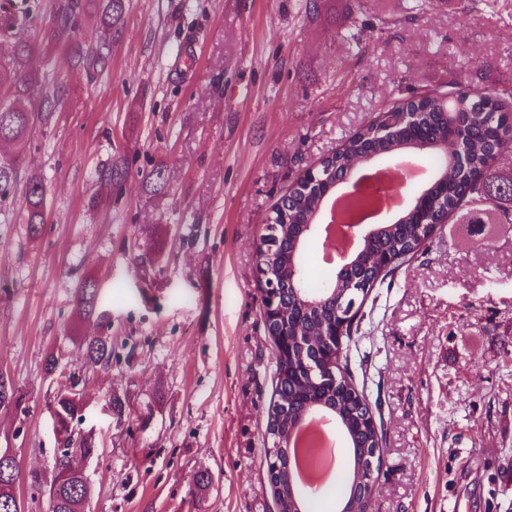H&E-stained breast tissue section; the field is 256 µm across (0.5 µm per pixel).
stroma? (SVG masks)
<instances>
[{
    "label": "stroma",
    "instance_id": "1",
    "mask_svg": "<svg viewBox=\"0 0 512 512\" xmlns=\"http://www.w3.org/2000/svg\"><path fill=\"white\" fill-rule=\"evenodd\" d=\"M50 4L30 24V67L49 72L55 115L22 167L45 186L40 235L22 191L0 199V371L22 396L0 408V448L19 463L16 493L25 512H50L29 478L53 467L48 406L73 374V427L97 443L87 512H276L264 220L396 101L461 81L512 97V0H126L95 74L43 42ZM112 160L125 168L115 191L96 181ZM364 311L349 356L386 432L373 512H512V227L454 217ZM86 336L111 337L110 368L87 364Z\"/></svg>",
    "mask_w": 512,
    "mask_h": 512
}]
</instances>
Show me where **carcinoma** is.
<instances>
[{
  "label": "carcinoma",
  "instance_id": "obj_1",
  "mask_svg": "<svg viewBox=\"0 0 512 512\" xmlns=\"http://www.w3.org/2000/svg\"><path fill=\"white\" fill-rule=\"evenodd\" d=\"M39 9L37 0H13L4 15V29L11 38L8 54L0 57V142L21 146L32 131L50 123L54 117L55 94L43 77L29 71L28 63L38 50L27 35L28 23ZM125 0H57L48 37L67 45L76 62L86 70L106 68L111 58L112 35L123 25ZM85 19L94 20L103 38L93 47L73 41ZM415 112L413 121L402 113ZM385 127L370 122L358 128L327 158L319 161L321 176L340 181L351 166L362 158L370 165L393 166L394 159L407 149L428 153L436 164L428 183L416 189L409 204L396 213L394 221L379 225L378 234L366 241L353 259L349 270L335 268L318 283L304 263L310 234L305 224H320L323 217L321 196L306 193L291 185L278 205L284 208L285 222L271 228L279 241L275 264L288 271L293 285L282 291L280 303L288 336L300 335L302 343L275 355V396L271 412L288 407V413L276 419L279 434L292 431L308 409L321 410L335 419L336 428L348 442L350 464L343 492L337 500L338 512H371L372 492L359 479L362 460L376 457L382 465L384 432L375 421L366 389L358 387L349 370V356L336 367V386H327L306 364L330 358L332 349L324 342L322 327L357 306L359 320L348 327L346 344L354 341L364 318L363 308L376 286L385 282L406 262L427 249L424 224L442 226L445 218L478 211L484 224H512V168L498 166V158L512 133V101L488 91H479L464 83L448 87V92L412 96L387 110ZM22 158L18 154L0 155V195L6 196L20 181ZM123 169L108 163L98 171L101 183L114 187L121 183ZM26 221L37 234L44 223L45 189L34 173L24 181ZM98 289L92 281L85 283L78 298L80 313L95 312ZM81 348L86 360L95 366L112 365V341L105 336L83 339ZM78 377L58 388L50 405V414L58 448L50 477L37 476L34 483L57 499V512H85L88 502L87 478L77 459H86L96 450L95 438H74L71 424L83 409ZM21 397L12 380L0 372V408L18 407ZM273 463L279 465L278 488L273 493L278 512H309V498L302 496L290 474L295 460L281 450ZM20 470L15 458H0V512H24L15 494Z\"/></svg>",
  "mask_w": 512,
  "mask_h": 512
}]
</instances>
